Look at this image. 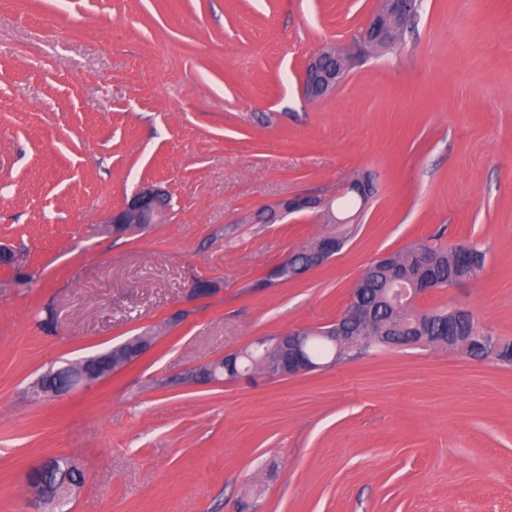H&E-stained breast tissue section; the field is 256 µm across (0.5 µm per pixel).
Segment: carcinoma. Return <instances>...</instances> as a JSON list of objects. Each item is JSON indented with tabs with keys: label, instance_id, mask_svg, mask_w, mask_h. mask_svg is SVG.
Here are the masks:
<instances>
[{
	"label": "carcinoma",
	"instance_id": "1",
	"mask_svg": "<svg viewBox=\"0 0 512 512\" xmlns=\"http://www.w3.org/2000/svg\"><path fill=\"white\" fill-rule=\"evenodd\" d=\"M445 231L436 233L390 254V260L373 262L361 276L359 291L351 293L350 301L340 314L342 324L350 335L358 337V343L332 346L322 338L310 340L311 356L322 361L330 356L335 360L359 357L370 348L387 349L393 339L423 347L440 346L448 342V309L434 307L421 309L411 305L403 310L390 302L391 279L398 275L406 280L433 279L438 288H450L462 278H475L483 270L486 252L475 250L469 262L461 264L457 255L442 243ZM315 246L311 242L293 254L289 266L277 265L259 281L263 286L285 283L295 279L288 269H302L307 265V253ZM459 338L481 335L480 327L468 316L456 324ZM82 476L76 467H68V459L57 462V472L49 474L53 482L73 481Z\"/></svg>",
	"mask_w": 512,
	"mask_h": 512
}]
</instances>
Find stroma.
<instances>
[{
  "label": "stroma",
  "instance_id": "obj_1",
  "mask_svg": "<svg viewBox=\"0 0 512 512\" xmlns=\"http://www.w3.org/2000/svg\"><path fill=\"white\" fill-rule=\"evenodd\" d=\"M378 0H0V512L27 470L75 460L71 512H512V365L374 350L301 376L185 385L258 336L332 323L364 269L444 230L487 252L424 297L512 341V0H424L411 31L320 102L308 57ZM352 199L323 266L256 282L335 232L265 209ZM147 183L167 223L104 219ZM220 292L196 298L198 281ZM151 333L139 360L63 400L49 367Z\"/></svg>",
  "mask_w": 512,
  "mask_h": 512
}]
</instances>
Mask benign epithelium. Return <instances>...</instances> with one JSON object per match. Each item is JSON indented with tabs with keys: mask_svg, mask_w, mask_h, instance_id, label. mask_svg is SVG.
I'll list each match as a JSON object with an SVG mask.
<instances>
[{
	"mask_svg": "<svg viewBox=\"0 0 512 512\" xmlns=\"http://www.w3.org/2000/svg\"><path fill=\"white\" fill-rule=\"evenodd\" d=\"M423 0H381L380 6L370 15L366 24V37L350 43H334L312 54L304 70V95L314 101L323 100L332 95L346 79L351 68L373 51L397 46L402 38L401 21L416 16L422 8ZM345 190L355 193L361 201H366L371 194V185L367 178H356L346 184ZM170 196L166 189L156 184H146L138 189L125 205L112 211L105 223L111 225L112 234L127 235L150 224H164L168 220ZM269 220L298 212H315L327 218L333 224L339 223L330 202L311 195H295L281 200L266 208ZM339 235L329 236L319 248L311 253L310 265L316 266L329 260L338 252ZM434 290L430 283L421 286L412 285L399 289L404 303L419 300ZM324 336L332 342L348 343L347 329L342 324L332 323L319 330L292 331L277 337L276 344L288 351V361L268 362L266 370L270 377L297 376L317 368L305 352L306 337ZM245 357L242 352L226 355L224 359L200 370L192 372L197 382L223 381V373L238 369L239 359ZM112 362V351L108 350L66 366L68 377L62 385H52L49 377L55 374L50 370L37 382V390L42 395L63 397L79 389L92 385L112 376V369L100 367L101 362ZM53 462L45 458L27 474L26 482L35 502L40 505L53 504L63 509L69 503L72 489L62 488L53 494L49 486L40 480V476L49 474Z\"/></svg>",
	"mask_w": 512,
	"mask_h": 512,
	"instance_id": "7a95c632",
	"label": "benign epithelium"
}]
</instances>
